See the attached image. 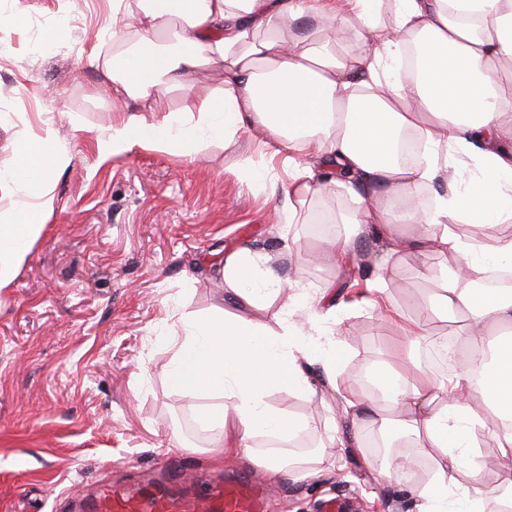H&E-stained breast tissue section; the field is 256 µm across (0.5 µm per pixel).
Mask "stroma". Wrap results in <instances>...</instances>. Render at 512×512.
I'll return each instance as SVG.
<instances>
[{"label": "stroma", "instance_id": "obj_1", "mask_svg": "<svg viewBox=\"0 0 512 512\" xmlns=\"http://www.w3.org/2000/svg\"><path fill=\"white\" fill-rule=\"evenodd\" d=\"M18 8L26 26L0 32V171L12 167L23 136L48 125L69 161L53 173V206L27 262L0 290V512H74L68 493L141 481L164 463L206 479L253 471L245 458L216 457L225 430L203 423L196 409L218 398L183 395L168 381L182 318L216 306L239 311L225 302L214 268L245 241L290 255L280 295L245 315L273 326L274 313L304 287L295 321L306 329L325 321L347 352L334 379L320 363L309 364L311 395L268 398L307 418L291 448L326 460L318 476L270 484L268 512H322L332 498L349 503V512H417L408 486L432 478L436 450L416 453L408 436L340 447L351 426L336 387L356 382L358 394L376 401L375 387L362 379L396 350L447 384L455 363L436 367L432 345L407 347L394 322L398 312L417 316L427 300L418 259L378 270L380 246L364 237L355 244L354 277L321 267L314 254L323 241L308 226L346 211L349 201L330 191L308 194L298 223L284 224L288 177L275 169L273 193L251 189L247 171L268 158L247 133L231 148L212 146L191 158L101 154L97 140L114 117L103 73L123 48L98 38L110 22V0H0V15ZM59 19L66 40L40 44V30ZM329 283L331 314L322 298ZM395 452L419 454L425 472L405 482L379 476L372 462Z\"/></svg>", "mask_w": 512, "mask_h": 512}]
</instances>
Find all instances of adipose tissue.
I'll return each mask as SVG.
<instances>
[{
  "label": "adipose tissue",
  "instance_id": "obj_1",
  "mask_svg": "<svg viewBox=\"0 0 512 512\" xmlns=\"http://www.w3.org/2000/svg\"><path fill=\"white\" fill-rule=\"evenodd\" d=\"M352 31L358 49L339 55L318 33ZM174 32L176 44L157 43ZM113 40L131 41L113 60L103 91L120 111L97 147L102 154L153 148L193 156L216 143L232 145L239 134L259 131L276 153L301 150L290 196L310 193L318 173L328 188L352 203L335 218L344 227L319 249L317 262L338 266L353 257L357 238L372 234L384 243L379 269L404 256L443 258L452 274L417 317L398 315L404 335L419 337L429 316L461 313L460 336L470 359L481 358L492 331L512 326V288H478L468 272L512 271V239L498 233L512 221V124L504 122L499 68L512 63V0H112ZM416 50V72L402 78V58ZM220 80L199 91L200 70ZM179 92L180 107L162 101ZM418 134L423 159L404 163L402 134ZM52 128L18 144L13 166L0 184L21 187L24 202L0 223V289L9 287L44 227L53 199V167L67 162ZM447 183L429 212H421L415 189ZM471 225L462 241L453 223ZM217 274L229 301L257 309L280 294L283 281L264 248L241 246L221 260ZM270 329L223 308L183 322L171 360L169 382L187 396L207 394L221 405L200 410L209 424L230 429L228 453L244 452L272 478L305 479L319 473L322 455L256 450V436L294 439L304 417L272 408L274 392L310 394L304 364L318 358L335 375L346 358L333 340L296 348L301 330L287 314ZM379 408L365 411L360 397L345 412L360 441L365 424L387 427L397 410L416 435L417 447L441 453L438 476L417 491L418 512H484L479 489L476 430L497 423L499 453L512 460V336L502 338L478 373L456 370L450 398L416 362L401 368L382 363L372 371ZM465 473L470 488H459Z\"/></svg>",
  "mask_w": 512,
  "mask_h": 512
}]
</instances>
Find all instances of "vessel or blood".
Masks as SVG:
<instances>
[{"label": "vessel or blood", "instance_id": "obj_1", "mask_svg": "<svg viewBox=\"0 0 512 512\" xmlns=\"http://www.w3.org/2000/svg\"><path fill=\"white\" fill-rule=\"evenodd\" d=\"M266 501L256 475L230 474L199 491L161 467L148 480L100 488L82 499L80 512H266Z\"/></svg>", "mask_w": 512, "mask_h": 512}]
</instances>
